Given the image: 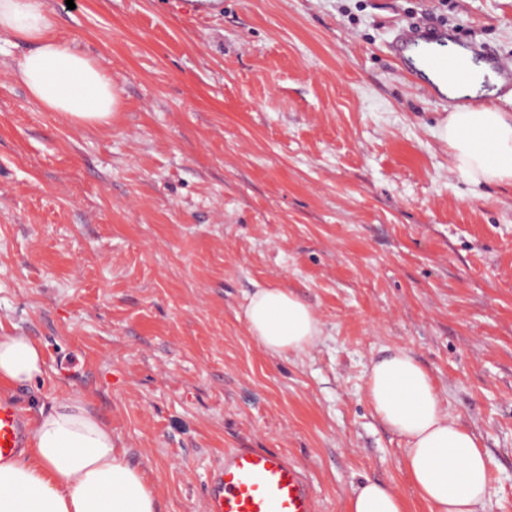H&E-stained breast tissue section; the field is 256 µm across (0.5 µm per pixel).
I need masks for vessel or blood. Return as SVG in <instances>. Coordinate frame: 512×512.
Masks as SVG:
<instances>
[{"instance_id": "vessel-or-blood-1", "label": "vessel or blood", "mask_w": 512, "mask_h": 512, "mask_svg": "<svg viewBox=\"0 0 512 512\" xmlns=\"http://www.w3.org/2000/svg\"><path fill=\"white\" fill-rule=\"evenodd\" d=\"M390 51L396 65L443 102L452 91L458 100L469 99L476 67L492 76V91H512L511 60L493 56L444 27L413 21L401 25ZM22 440L19 411L0 402V457L13 455ZM204 508L205 512H315L310 487L299 469L280 453L257 448L225 451L206 485Z\"/></svg>"}]
</instances>
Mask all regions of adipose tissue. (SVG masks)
I'll return each mask as SVG.
<instances>
[{"label": "adipose tissue", "mask_w": 512, "mask_h": 512, "mask_svg": "<svg viewBox=\"0 0 512 512\" xmlns=\"http://www.w3.org/2000/svg\"><path fill=\"white\" fill-rule=\"evenodd\" d=\"M0 38L27 45L13 75L43 111L80 126H106L119 95L105 69L56 33L44 0H0ZM454 167L474 182L512 183V114L482 103L457 107L439 127ZM249 334L268 353L312 348L322 324L285 288L256 289L244 312ZM46 358L32 337L0 327V396L41 379ZM366 394L375 415L404 443V465L430 512H481L487 456L451 417L432 376L405 350L373 362ZM0 512H160L144 469L116 447L112 428L82 396L34 413L26 445L0 457ZM346 512H406L392 487L369 481L348 497Z\"/></svg>", "instance_id": "ef3b65f1"}]
</instances>
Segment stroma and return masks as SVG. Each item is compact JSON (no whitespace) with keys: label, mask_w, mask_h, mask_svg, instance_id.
Segmentation results:
<instances>
[{"label":"stroma","mask_w":512,"mask_h":512,"mask_svg":"<svg viewBox=\"0 0 512 512\" xmlns=\"http://www.w3.org/2000/svg\"><path fill=\"white\" fill-rule=\"evenodd\" d=\"M46 5L121 107L97 128L42 111L0 42V324L47 361L10 398L22 418L83 395L161 512H203L229 448L283 454L317 512L369 480L428 512L365 392L403 349L486 452L485 512H512V184L454 168L455 101L388 49L428 17L512 58V0ZM259 285L314 309V347L250 336Z\"/></svg>","instance_id":"stroma-1"}]
</instances>
